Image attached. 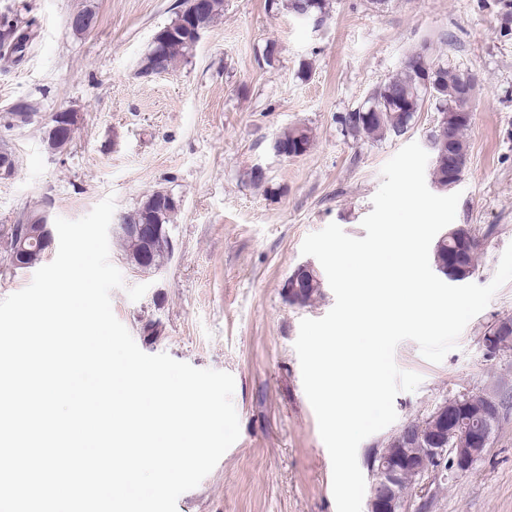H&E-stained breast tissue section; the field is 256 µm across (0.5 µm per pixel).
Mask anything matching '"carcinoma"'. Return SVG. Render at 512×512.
<instances>
[{"mask_svg": "<svg viewBox=\"0 0 512 512\" xmlns=\"http://www.w3.org/2000/svg\"><path fill=\"white\" fill-rule=\"evenodd\" d=\"M190 0H184L183 9L176 18L164 26L163 54L157 66L167 72L187 60L197 45L196 41H187V33L182 25ZM290 8L295 14L302 12L312 17L325 15L326 0H290ZM34 35L30 24L15 17L0 21V59L6 62H17L29 51ZM419 57L411 55L404 71L389 77L383 84L376 87L364 105L341 116V124L354 141L365 143L378 141L386 137L404 135L423 106L425 98L435 101L440 114L438 125L442 129L435 130L433 139L434 157L439 160L433 168L432 177L442 187H453L461 181V177L448 169V152L457 153L460 157L469 158V146L464 137L470 127L467 119L457 122L448 121V115L457 107L456 96L471 82V76L458 70L450 69L434 61L429 62V81L431 90L420 84L418 72ZM311 146V136L304 127H293L282 132L275 141L274 148L280 154L306 152ZM122 248L127 258L140 261L149 268L163 267L172 258L173 253L168 246L160 245L149 250L134 243L126 236H120ZM481 248L480 239L469 227H464L450 237L442 235L433 249V266L443 277H448V254L458 256V263L473 273L477 268V255ZM305 280L302 291L293 294V303L308 306L321 295L322 282L316 271L301 272ZM413 439L404 447L412 455L421 453V441L436 434L438 423L427 418L409 422Z\"/></svg>", "mask_w": 512, "mask_h": 512, "instance_id": "cac0c4a2", "label": "carcinoma"}]
</instances>
